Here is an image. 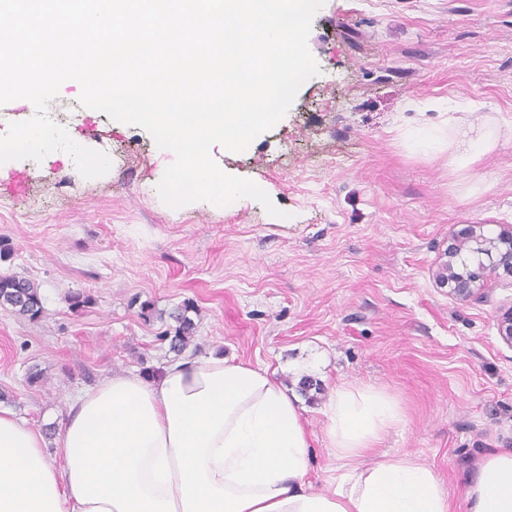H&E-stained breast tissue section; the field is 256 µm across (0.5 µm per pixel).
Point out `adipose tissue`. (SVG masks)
<instances>
[{
  "label": "adipose tissue",
  "mask_w": 512,
  "mask_h": 512,
  "mask_svg": "<svg viewBox=\"0 0 512 512\" xmlns=\"http://www.w3.org/2000/svg\"><path fill=\"white\" fill-rule=\"evenodd\" d=\"M323 414L341 465L315 491L311 433L266 367L213 353L107 375L71 401L51 444L0 410V512H453L415 456L371 461L403 421L392 397L342 384ZM464 505L512 512V449L475 462Z\"/></svg>",
  "instance_id": "obj_1"
}]
</instances>
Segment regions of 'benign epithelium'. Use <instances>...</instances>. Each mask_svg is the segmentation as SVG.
<instances>
[{"mask_svg":"<svg viewBox=\"0 0 512 512\" xmlns=\"http://www.w3.org/2000/svg\"><path fill=\"white\" fill-rule=\"evenodd\" d=\"M481 225L468 224L452 235L445 251L447 260L435 272V281L463 301L484 298L488 282L499 272L512 276V225H504L494 237L479 232ZM502 341L512 347V306L497 318Z\"/></svg>","mask_w":512,"mask_h":512,"instance_id":"obj_1","label":"benign epithelium"}]
</instances>
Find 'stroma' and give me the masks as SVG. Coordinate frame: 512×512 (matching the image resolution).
Masks as SVG:
<instances>
[{"label": "stroma", "instance_id": "stroma-1", "mask_svg": "<svg viewBox=\"0 0 512 512\" xmlns=\"http://www.w3.org/2000/svg\"><path fill=\"white\" fill-rule=\"evenodd\" d=\"M308 48L320 72L286 115L244 152L212 151L280 218L251 198L167 206L170 151L61 87L48 117L112 166L86 179L61 151L0 165V273L34 281L44 307L34 321L0 307V407L57 428L103 376L161 371L189 302L186 355L266 366L297 396L312 489L337 465L328 400L365 384L404 414L378 453L429 465L465 512L472 462L512 448V348L497 331L512 277L463 302L433 274L453 231L512 225V0H325ZM461 127L494 148L456 158ZM73 293L89 304L71 310ZM190 310L189 305H185L178 310L175 315V320L178 325L174 329V334L166 333L164 337H170V348L178 353H181L188 345L189 340L193 337L195 324L193 320L187 315Z\"/></svg>", "mask_w": 512, "mask_h": 512}]
</instances>
